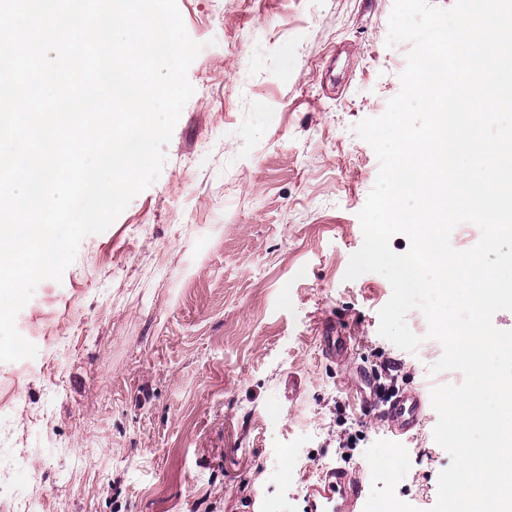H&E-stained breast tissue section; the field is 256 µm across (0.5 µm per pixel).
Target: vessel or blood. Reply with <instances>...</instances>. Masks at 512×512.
<instances>
[{"label":"vessel or blood","mask_w":512,"mask_h":512,"mask_svg":"<svg viewBox=\"0 0 512 512\" xmlns=\"http://www.w3.org/2000/svg\"><path fill=\"white\" fill-rule=\"evenodd\" d=\"M324 357L347 359L349 339L337 328L326 327L319 338ZM424 402L419 393H405L392 399L383 416L398 433H406L415 426L423 413ZM363 480L359 473L342 466L323 470L308 484L303 512H361Z\"/></svg>","instance_id":"obj_1"}]
</instances>
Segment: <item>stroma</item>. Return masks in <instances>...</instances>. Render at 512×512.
Listing matches in <instances>:
<instances>
[{
    "label": "stroma",
    "mask_w": 512,
    "mask_h": 512,
    "mask_svg": "<svg viewBox=\"0 0 512 512\" xmlns=\"http://www.w3.org/2000/svg\"><path fill=\"white\" fill-rule=\"evenodd\" d=\"M203 48L158 179L18 313L32 359L0 362V512H299L339 465L365 512H429L450 463L430 374L443 347L380 336L381 275L346 279L379 171L354 131L401 89L393 0H177ZM352 355L321 357L323 325ZM426 405L394 435L361 392Z\"/></svg>",
    "instance_id": "35a3bbf8"
}]
</instances>
